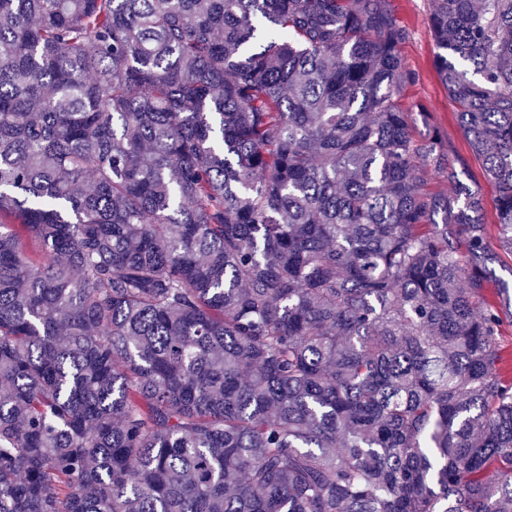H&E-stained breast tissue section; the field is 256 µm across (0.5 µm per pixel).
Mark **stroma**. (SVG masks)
<instances>
[{
  "mask_svg": "<svg viewBox=\"0 0 512 512\" xmlns=\"http://www.w3.org/2000/svg\"><path fill=\"white\" fill-rule=\"evenodd\" d=\"M392 7L409 32L401 50L404 65L416 75L401 100L404 109L411 114L412 131L418 137L439 133L449 160L464 162L469 178L480 185L485 199V222L495 224V189L485 179L481 162L471 155L456 119L457 105L449 98L433 67L432 0H392Z\"/></svg>",
  "mask_w": 512,
  "mask_h": 512,
  "instance_id": "1",
  "label": "stroma"
}]
</instances>
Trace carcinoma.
Masks as SVG:
<instances>
[{
  "instance_id": "obj_1",
  "label": "carcinoma",
  "mask_w": 512,
  "mask_h": 512,
  "mask_svg": "<svg viewBox=\"0 0 512 512\" xmlns=\"http://www.w3.org/2000/svg\"><path fill=\"white\" fill-rule=\"evenodd\" d=\"M430 23L512 254V0ZM407 38L390 0H0V512H512V290Z\"/></svg>"
}]
</instances>
